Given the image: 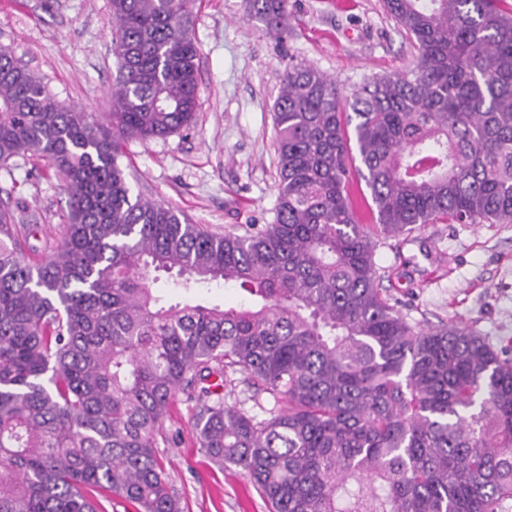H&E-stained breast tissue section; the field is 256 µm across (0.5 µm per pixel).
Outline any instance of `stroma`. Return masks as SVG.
<instances>
[{
	"label": "stroma",
	"instance_id": "stroma-1",
	"mask_svg": "<svg viewBox=\"0 0 512 512\" xmlns=\"http://www.w3.org/2000/svg\"><path fill=\"white\" fill-rule=\"evenodd\" d=\"M290 34L279 42L248 24L246 0H198L200 50L195 124L166 139L129 142L122 163L134 194L176 207L189 223L238 232L274 218L278 175L274 103L289 61L313 65L351 94L369 77L402 71L416 53L384 0H289ZM109 0H0V46L34 70L63 105L101 115L117 74ZM11 191L57 243L64 182L45 161L0 170ZM392 302L410 322H473L512 349V224H425L375 254ZM196 403L172 398L158 439L182 512H268L249 475L199 448Z\"/></svg>",
	"mask_w": 512,
	"mask_h": 512
}]
</instances>
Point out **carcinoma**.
<instances>
[{"instance_id":"carcinoma-1","label":"carcinoma","mask_w":512,"mask_h":512,"mask_svg":"<svg viewBox=\"0 0 512 512\" xmlns=\"http://www.w3.org/2000/svg\"><path fill=\"white\" fill-rule=\"evenodd\" d=\"M385 3L413 66L347 96L289 62L274 219L240 234L133 195L119 163L125 142L194 121L197 0H110L101 119L0 46V167L38 156L68 192L56 246L0 202V512H102L94 491L180 512L156 453L179 390L199 405L198 447L246 471L271 512H509L512 357L463 321L411 324L374 257L422 224L512 223V6ZM288 6L247 0L248 20L285 40ZM162 271L254 301L167 306L149 286ZM235 374L273 395L269 418L211 401L203 383Z\"/></svg>"}]
</instances>
